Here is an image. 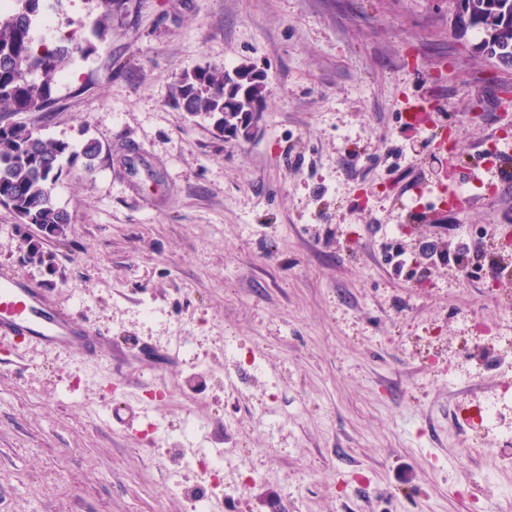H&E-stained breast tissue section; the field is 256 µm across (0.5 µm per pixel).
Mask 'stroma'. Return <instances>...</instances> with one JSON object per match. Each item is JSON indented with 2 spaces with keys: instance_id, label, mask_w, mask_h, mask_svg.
I'll return each mask as SVG.
<instances>
[{
  "instance_id": "35a3bbf8",
  "label": "stroma",
  "mask_w": 512,
  "mask_h": 512,
  "mask_svg": "<svg viewBox=\"0 0 512 512\" xmlns=\"http://www.w3.org/2000/svg\"><path fill=\"white\" fill-rule=\"evenodd\" d=\"M456 0H128L74 54L50 140L96 139L63 170L72 217L45 262L0 206V267L106 342L97 360L0 340V512H193L185 418L224 451L207 512H490L512 498V68L455 23ZM98 0L35 38L86 41ZM204 66L255 69L250 139L217 136L172 91ZM431 103L439 151L406 107ZM494 146L480 183L416 209ZM466 253L461 269L454 258ZM496 327L479 339L477 324ZM183 349H176L175 341ZM235 348L236 357L225 356ZM496 423L469 430L487 403Z\"/></svg>"
}]
</instances>
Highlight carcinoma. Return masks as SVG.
Masks as SVG:
<instances>
[{
    "label": "carcinoma",
    "mask_w": 512,
    "mask_h": 512,
    "mask_svg": "<svg viewBox=\"0 0 512 512\" xmlns=\"http://www.w3.org/2000/svg\"><path fill=\"white\" fill-rule=\"evenodd\" d=\"M63 0H15L14 9L0 10V205L12 209L19 223L36 234L25 238V261L44 263L41 239L58 241L67 235L72 218L54 202L53 192L63 173V161L85 160L87 170L101 153L99 143L87 140L81 152L63 141L47 140L22 116L46 112L54 104L53 87L82 45L75 36L52 44L33 37V25L49 7ZM100 13L93 35L103 40L112 13L125 0H99ZM461 26L484 34L481 49L506 68L512 67V0H458ZM173 99L186 114L214 120V128L233 135L251 127L264 111V86L248 70L236 75L223 68H199L180 78Z\"/></svg>",
    "instance_id": "cac0c4a2"
}]
</instances>
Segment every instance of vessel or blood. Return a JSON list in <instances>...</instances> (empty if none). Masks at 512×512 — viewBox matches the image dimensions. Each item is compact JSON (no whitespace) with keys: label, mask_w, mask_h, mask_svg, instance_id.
I'll return each mask as SVG.
<instances>
[{"label":"vessel or blood","mask_w":512,"mask_h":512,"mask_svg":"<svg viewBox=\"0 0 512 512\" xmlns=\"http://www.w3.org/2000/svg\"><path fill=\"white\" fill-rule=\"evenodd\" d=\"M0 336L34 341L55 351H93L98 338L58 308L49 295L18 272L0 268Z\"/></svg>","instance_id":"1"}]
</instances>
